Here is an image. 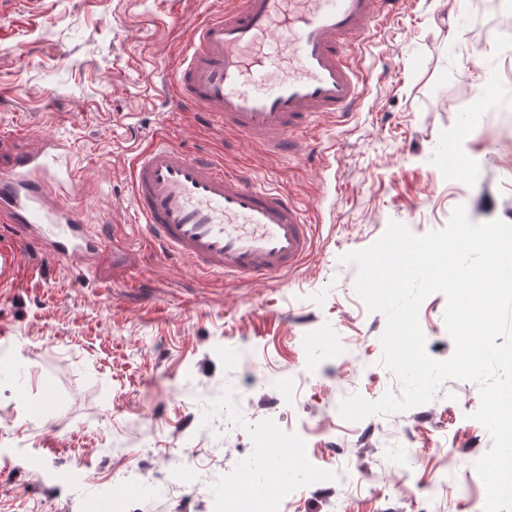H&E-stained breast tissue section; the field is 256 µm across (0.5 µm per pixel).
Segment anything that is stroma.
Returning <instances> with one entry per match:
<instances>
[{
    "instance_id": "1",
    "label": "stroma",
    "mask_w": 512,
    "mask_h": 512,
    "mask_svg": "<svg viewBox=\"0 0 512 512\" xmlns=\"http://www.w3.org/2000/svg\"><path fill=\"white\" fill-rule=\"evenodd\" d=\"M222 0H5L0 5V165L44 136L76 151L92 224L114 230L75 283L65 262L0 227L15 256L0 281V512H113L124 473L139 470L150 494L127 512H222L234 469L259 433H304L313 465L333 444L356 481L344 512H412L420 484H439L432 512H468L483 482L448 474L447 452H487L492 439L471 415L477 383L448 380L430 403L348 422L347 396L401 393L381 361L382 313L355 292L342 255L368 248L390 222L417 235L444 228L456 206L469 220L512 224V15L493 0H404L395 24L364 63L380 74L348 126L341 162L321 148L275 157L239 143L190 112L166 108L162 66L184 47L185 21ZM499 95L475 107L486 86ZM169 125L189 152L289 193L323 226L297 272L236 287L163 256L134 224L128 163ZM466 136H459L463 125ZM461 160L448 167L449 155ZM344 192H337V185ZM436 293L421 304L426 351L454 352ZM343 337L347 363L308 340ZM269 374L292 386L267 387ZM211 494H193L196 483Z\"/></svg>"
}]
</instances>
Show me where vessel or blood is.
I'll use <instances>...</instances> for the list:
<instances>
[{
	"label": "vessel or blood",
	"mask_w": 512,
	"mask_h": 512,
	"mask_svg": "<svg viewBox=\"0 0 512 512\" xmlns=\"http://www.w3.org/2000/svg\"><path fill=\"white\" fill-rule=\"evenodd\" d=\"M403 0H224L185 28L167 60L173 109L273 155L345 125L372 81L362 61ZM131 205L167 256L242 284L276 280L313 255L322 227L288 194L192 154L164 135L129 160ZM73 149L45 138L0 167V222L84 274L110 243L89 224Z\"/></svg>",
	"instance_id": "b4317fda"
}]
</instances>
